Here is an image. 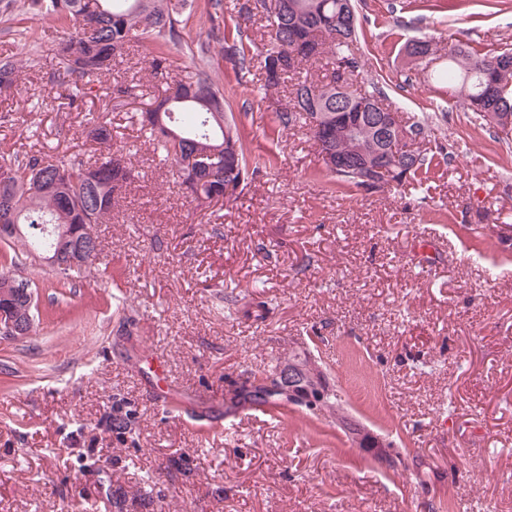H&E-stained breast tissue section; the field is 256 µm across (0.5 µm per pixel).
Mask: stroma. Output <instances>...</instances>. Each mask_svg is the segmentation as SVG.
Returning a JSON list of instances; mask_svg holds the SVG:
<instances>
[{
	"label": "stroma",
	"instance_id": "35a3bbf8",
	"mask_svg": "<svg viewBox=\"0 0 512 512\" xmlns=\"http://www.w3.org/2000/svg\"><path fill=\"white\" fill-rule=\"evenodd\" d=\"M252 0H224V33L269 38ZM354 87L374 86L451 155L421 190H328L308 128H280L258 73L209 36L195 0L170 73L217 70L250 154L230 200L201 206L154 155L134 114L161 92L153 44L132 43L113 79L69 106L46 72L66 31L0 11V57L33 64L0 99V155L95 159L94 119L136 171L94 231L101 254L64 278L0 239V274L37 303L23 339H0V512H512V144L498 143L438 80L451 49H512V0H356ZM430 40L428 55L405 47ZM264 312H257V302ZM313 354L359 425L346 435L295 405L254 410L229 432L224 394L291 355ZM167 380L173 412L153 388ZM129 417L125 433L112 429Z\"/></svg>",
	"mask_w": 512,
	"mask_h": 512
}]
</instances>
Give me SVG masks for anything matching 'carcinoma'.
<instances>
[{
  "label": "carcinoma",
  "mask_w": 512,
  "mask_h": 512,
  "mask_svg": "<svg viewBox=\"0 0 512 512\" xmlns=\"http://www.w3.org/2000/svg\"><path fill=\"white\" fill-rule=\"evenodd\" d=\"M280 14L270 21L269 42L258 54H253L243 44L232 43L222 48V55L235 69L246 75L257 70L264 78L268 91L276 90L284 76L296 72L311 59H324L333 71L357 68V58L350 52L357 24L349 28L345 38L329 36L323 39L315 55L303 48L310 28H320L336 23L343 16L345 3L352 0H278ZM191 0H7L4 10L34 11L51 18L63 28H73L58 52V68L50 80L68 90L70 104L83 101L92 92L91 82L112 75V61L122 55L134 40L160 38L176 43L182 38L179 28L181 18L191 14ZM224 18L223 0H209L206 20L211 23V37L218 38L220 21ZM298 51L293 62L288 53ZM23 59L6 57L0 60V97L9 98L17 86ZM439 77L448 82H460L467 88L469 111L486 120L487 113L474 108L475 100L486 96L488 81L495 83L493 111L512 113V51L483 53L471 49L462 57L448 60ZM320 82L305 78L293 85L291 100L276 111L280 127L288 129L297 123H306L302 98ZM375 98L377 90H334L321 93L320 111L329 120L323 125H336V113L345 111L352 104L350 96ZM224 113V90L218 75L210 70L194 67L173 77L164 93L148 104L138 114L140 130L154 149L174 167L182 184H188V175L179 167V157L195 151L210 152L207 166L199 178L205 180L202 192L193 199L219 202L224 199V181L245 183L249 168V154L240 141L234 120L219 125L215 114ZM411 134L413 158L411 170L395 186L422 185L428 178L433 159L426 158L416 148L427 133L426 125L414 121L407 126ZM91 137L100 146L109 149L107 156L94 165L81 160H51L39 151L30 152L19 159L0 155V171L9 174L8 182L0 187V199L7 201L22 236L41 253H46L51 239L42 232L45 224H76L84 227L86 234H94L97 224H105L119 203L122 193L133 179L120 151L112 149V125L107 122L93 124ZM237 145L240 167L236 173L224 171V142ZM278 385L248 392L241 401L258 408L277 406L272 398L278 396ZM344 424L349 421L341 397L332 388L326 389L325 400L317 407Z\"/></svg>",
  "instance_id": "carcinoma-1"
}]
</instances>
